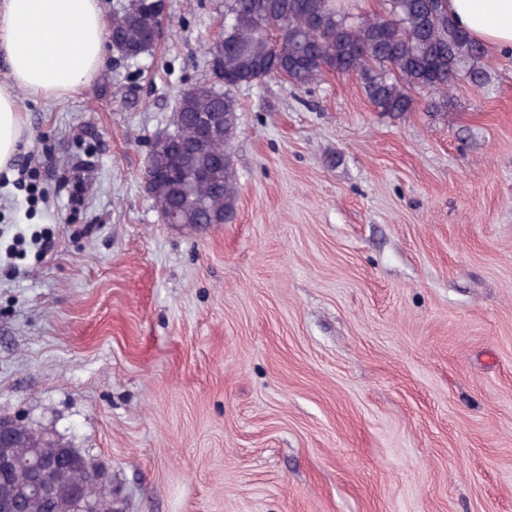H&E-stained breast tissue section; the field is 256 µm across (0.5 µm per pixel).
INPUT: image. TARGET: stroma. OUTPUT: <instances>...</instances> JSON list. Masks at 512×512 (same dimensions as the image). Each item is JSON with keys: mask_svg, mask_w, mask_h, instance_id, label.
Segmentation results:
<instances>
[{"mask_svg": "<svg viewBox=\"0 0 512 512\" xmlns=\"http://www.w3.org/2000/svg\"><path fill=\"white\" fill-rule=\"evenodd\" d=\"M163 3L152 52L18 95L0 416L115 512H512V53L444 119L335 73L236 89V219L171 225L147 154L224 0Z\"/></svg>", "mask_w": 512, "mask_h": 512, "instance_id": "1", "label": "stroma"}]
</instances>
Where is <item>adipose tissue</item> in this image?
I'll return each mask as SVG.
<instances>
[{
	"label": "adipose tissue",
	"mask_w": 512,
	"mask_h": 512,
	"mask_svg": "<svg viewBox=\"0 0 512 512\" xmlns=\"http://www.w3.org/2000/svg\"><path fill=\"white\" fill-rule=\"evenodd\" d=\"M455 24L493 51L512 49V0H448ZM106 20L99 0H0V54L13 87L35 99L73 94L103 62ZM24 132L21 108L0 88V172Z\"/></svg>",
	"instance_id": "1"
}]
</instances>
